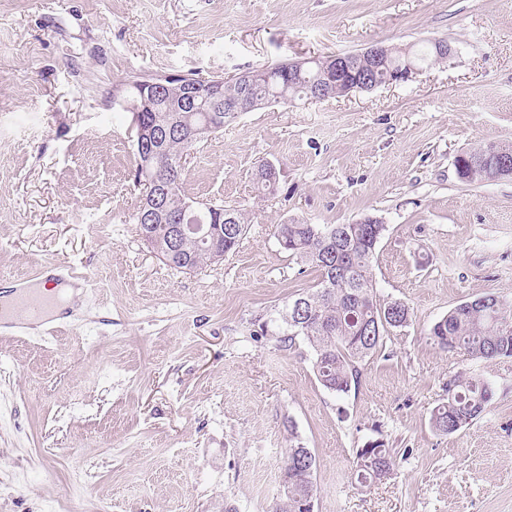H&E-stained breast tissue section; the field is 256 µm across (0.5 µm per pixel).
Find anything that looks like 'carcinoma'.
I'll use <instances>...</instances> for the list:
<instances>
[{"label":"carcinoma","instance_id":"cac0c4a2","mask_svg":"<svg viewBox=\"0 0 512 512\" xmlns=\"http://www.w3.org/2000/svg\"><path fill=\"white\" fill-rule=\"evenodd\" d=\"M344 65L355 76L369 74V79L384 85L391 73L410 64L416 68L429 62H443L435 47L424 52L412 48H392L387 65L369 70L361 53L343 54ZM322 81L336 88V96L344 97L343 86L336 83V58L328 55L308 64L302 74L288 75L278 66L254 69L226 80L215 77L207 84H198L191 76L164 84L156 78H138L129 84V99L145 93L150 109L142 113L147 124L158 128L174 127L165 143L168 166L174 172L168 197V208L174 214L186 213L191 223L203 225L227 224L234 218L231 230L213 242L187 239L182 250L169 257L165 253L169 225L154 224L150 243L159 256L175 268L182 262L197 270L219 263L224 254L235 248L244 236L249 217L243 209H227L223 201L210 200L192 210L196 203L184 190V159L200 148L197 132L204 135L224 131V124L237 115L224 111V102L247 98L253 109L273 103L308 99L313 83ZM201 93L204 101L194 112H177V103L186 92ZM470 158L465 166L469 182L494 179L499 171L501 155L512 156V144L488 143L466 151ZM258 186L272 192L279 173L261 165L257 173ZM385 231L383 224H334L324 226L305 220H292L277 225L280 245L303 262L321 272L319 284L288 302L282 320L288 326L284 341L295 344L302 337L313 350L312 369L320 384L335 393H346L357 383L359 363L383 348L389 329L404 327L409 322V308L400 301L386 305L377 303L370 262L375 246ZM303 301L305 315L293 316V302ZM431 339L441 348L464 351L477 358L512 357V305L496 295H486L463 302L436 322L430 330ZM490 398L487 384L463 374L448 384V401L437 407L431 417L433 427L443 433H454L477 419ZM395 459L384 443L375 442L356 452L353 470L360 484L382 479L393 469ZM316 457L301 443L288 448L283 464V480L288 491L280 495L272 512H301L304 500L316 499L314 482Z\"/></svg>","mask_w":512,"mask_h":512}]
</instances>
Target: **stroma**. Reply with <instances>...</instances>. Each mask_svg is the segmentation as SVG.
<instances>
[{"label": "stroma", "instance_id": "35a3bbf8", "mask_svg": "<svg viewBox=\"0 0 512 512\" xmlns=\"http://www.w3.org/2000/svg\"><path fill=\"white\" fill-rule=\"evenodd\" d=\"M438 39L454 57L408 82L242 113L187 158L190 196L252 219L222 263L174 270L130 223L129 81ZM490 142L512 143V0H0V272L90 276L56 335L0 333V512H270L297 442L314 512H512V358L429 338L460 303L512 301V178L454 166ZM367 216L385 225L376 296L410 320L337 395L306 342H283L319 273L275 229ZM461 372L492 398L445 434L431 415ZM374 440L396 466L363 487Z\"/></svg>", "mask_w": 512, "mask_h": 512}]
</instances>
